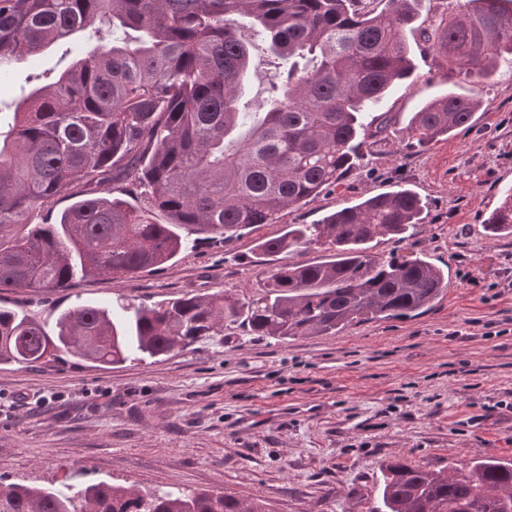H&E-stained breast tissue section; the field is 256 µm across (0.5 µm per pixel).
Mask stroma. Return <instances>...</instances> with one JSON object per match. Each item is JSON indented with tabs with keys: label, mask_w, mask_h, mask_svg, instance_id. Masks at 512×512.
I'll list each match as a JSON object with an SVG mask.
<instances>
[{
	"label": "stroma",
	"mask_w": 512,
	"mask_h": 512,
	"mask_svg": "<svg viewBox=\"0 0 512 512\" xmlns=\"http://www.w3.org/2000/svg\"><path fill=\"white\" fill-rule=\"evenodd\" d=\"M410 43L413 72L380 106L386 134L336 188L228 242L199 238L161 269L2 290L0 306L51 331L77 304L223 290L249 301L264 278L259 240L399 186L425 201L424 220L375 250L447 267L444 294L414 318L338 335L278 341L228 323L214 340L120 365L0 363V482L56 487L75 472L88 484L257 497L266 512H371L389 461L451 472L489 456L512 463V235L484 229L512 189V71L499 69L477 92L470 126L420 147L413 113L447 90L474 92L436 67L418 37ZM88 44L79 30L15 63L0 84V123H11L29 75L62 73L75 60L70 47Z\"/></svg>",
	"instance_id": "1"
}]
</instances>
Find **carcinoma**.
<instances>
[{
	"label": "carcinoma",
	"mask_w": 512,
	"mask_h": 512,
	"mask_svg": "<svg viewBox=\"0 0 512 512\" xmlns=\"http://www.w3.org/2000/svg\"><path fill=\"white\" fill-rule=\"evenodd\" d=\"M421 0H0V81L14 62L80 29L100 44L33 89L0 130V290L68 288L77 279L162 268L193 235L229 241L336 187L364 158L371 113L412 71L407 33ZM275 73L256 112L241 108L254 44ZM420 39L448 71L482 87L512 65V0H448ZM480 100L453 91L412 117L419 145L472 123ZM75 201L52 218L60 197ZM426 204L408 188L288 224L262 255L326 246L313 263L275 262L262 294L168 303L77 305L49 333L0 306V363L66 355L100 365L183 350L238 323L256 336H328L414 317L448 288V271L415 254L372 253L404 238ZM161 212L168 222L160 224ZM14 224L30 225L15 236ZM512 235V189L486 220ZM0 512H266L258 499L206 491L143 492L107 482L61 488L0 485ZM376 512H512V463L495 457L465 474L385 466Z\"/></svg>",
	"instance_id": "cac0c4a2"
}]
</instances>
